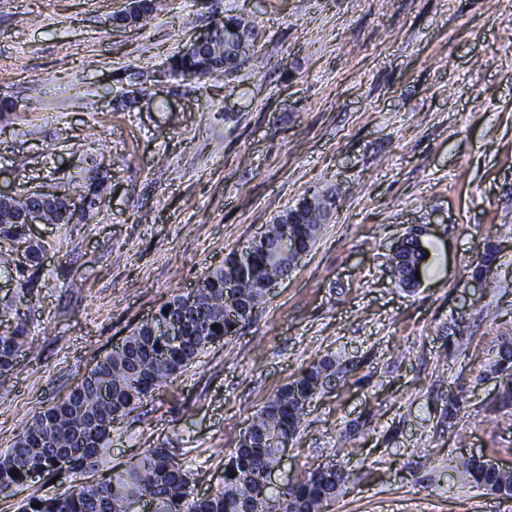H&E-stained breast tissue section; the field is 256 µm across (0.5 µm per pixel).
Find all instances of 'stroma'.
<instances>
[{
	"label": "stroma",
	"instance_id": "35a3bbf8",
	"mask_svg": "<svg viewBox=\"0 0 512 512\" xmlns=\"http://www.w3.org/2000/svg\"><path fill=\"white\" fill-rule=\"evenodd\" d=\"M128 0H0V190L80 196L107 174L93 221L35 224L43 260L16 315L29 332L0 377V454L96 361L195 288L308 193L336 199L313 248L251 323L209 345L112 427L101 474L170 448L196 493L254 412L303 364L339 371L307 407L284 463L350 482L328 512H512L448 460L512 466V10L504 0H160L118 28ZM249 16L255 47L232 75L136 77L220 23ZM418 287L391 277L409 230ZM498 247L485 287L472 274ZM463 397L455 420L444 409ZM48 475L5 496H58Z\"/></svg>",
	"mask_w": 512,
	"mask_h": 512
}]
</instances>
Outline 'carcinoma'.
<instances>
[{
  "label": "carcinoma",
  "instance_id": "1",
  "mask_svg": "<svg viewBox=\"0 0 512 512\" xmlns=\"http://www.w3.org/2000/svg\"><path fill=\"white\" fill-rule=\"evenodd\" d=\"M227 26L242 31L248 41L246 49L239 51V45L220 35L207 55L237 70L254 48L256 27L253 21L237 14L224 16L222 27ZM214 71L219 68H205L202 59L179 52L168 59L164 73L190 81ZM333 206L335 198L328 195L302 197L294 207L274 217L265 231V241L248 246L252 266L245 277L231 287L227 285L224 270L236 259V254L231 253L224 265L207 273L203 287L174 297L158 310L153 321L134 328L64 398L26 425L12 448L0 454V494L17 491L34 473L72 477L98 468L112 422L133 412L156 389L177 378L206 346L236 335L264 301L266 293L259 284L290 273L292 267L269 245L294 237L312 248ZM292 213L299 214L300 223H288ZM27 241L24 225L0 222V271L22 279L23 291L30 286L32 276L13 266L14 246L25 244L34 254L44 250L42 245H29ZM425 258V251L413 239L406 237L399 243L392 260L404 272L400 280L403 287L417 285L415 273ZM228 289L242 308L236 320L227 317ZM168 320L179 323V335L172 339L159 333L160 323ZM25 341L26 331L21 324L0 334V376L13 371ZM492 368L495 373L512 370L511 338L499 344ZM335 373L336 359L327 355L302 368L295 378L277 389L254 412L248 426L251 442L239 441L238 448L225 460L224 486L213 494L194 495L190 471L175 461L170 449L161 446L134 456L124 469L102 481L81 484L59 497H29L22 502L20 512H127L142 496L149 498L151 512H325L350 482V474L344 469L327 465L305 471L290 480L283 491L268 488L263 473L279 462L280 449L268 439L277 435L295 437L305 405ZM448 468L462 471L478 489L492 494L512 492V470H486L472 458H450Z\"/></svg>",
  "mask_w": 512,
  "mask_h": 512
}]
</instances>
